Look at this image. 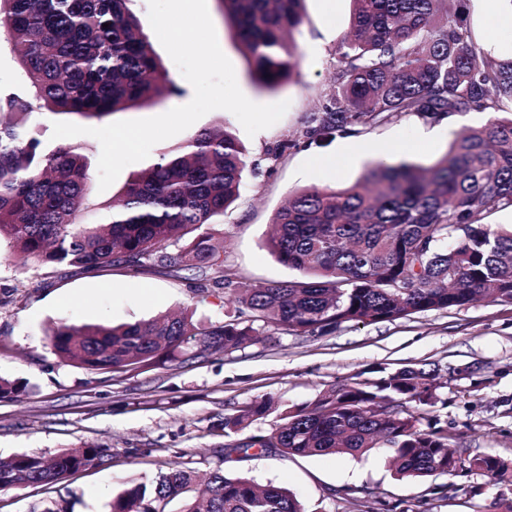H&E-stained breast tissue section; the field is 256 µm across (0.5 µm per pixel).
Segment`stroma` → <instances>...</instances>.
<instances>
[{
    "label": "stroma",
    "instance_id": "1",
    "mask_svg": "<svg viewBox=\"0 0 512 512\" xmlns=\"http://www.w3.org/2000/svg\"><path fill=\"white\" fill-rule=\"evenodd\" d=\"M207 7L242 92L260 104L290 103L280 121L252 136L225 110L211 111L196 123L200 129L226 126L245 149L240 196L209 229L224 247L226 267L241 280L267 286L297 275L264 246L289 194L313 185L348 186L370 164L365 158L333 173L315 168L312 158L340 156L351 138L302 135L325 101L336 68L335 49L349 29L351 3L305 0L296 35L299 71L272 94L258 92L251 83L248 61L231 36L221 0H207ZM450 9L474 29L483 49L512 54V33L489 30L488 0H453ZM0 88L22 96L32 93L3 29ZM452 120L450 132L430 143L420 142L419 136L433 129V122L413 115L378 126L358 141L370 147L407 143L410 151L394 155V162L429 164L447 152L456 133L481 126L487 117L469 112ZM185 139L180 133L157 143L148 159L125 167L108 190H99L98 176H91L79 222L101 221L114 192ZM285 140L291 148L272 156L271 148ZM184 310L213 319L228 312L223 290L199 300L194 281L176 266L139 273L121 267L64 273L0 247V376L27 386L21 400L0 399V460L24 453L49 459L86 444L112 451L107 464L80 470L52 490L0 491V512H45L52 502L69 512H109L113 496L129 478L152 479L173 461L190 462L202 476L220 466L261 485L286 487L306 512H354L350 493L361 489L390 503L421 499L427 512H473L477 507L498 512L501 498H512V486L494 483L481 471L455 478L447 498H436L431 489L442 484V477L397 479L384 447L361 456L284 457L253 450L228 461L221 429L225 414L257 398H272L278 408L297 407L343 383L370 384L398 368L424 367L436 370L442 385L430 414L447 426L456 456L512 459V304L479 301L395 322L351 323L323 336L268 328L253 345L229 355L207 354L190 363L117 374L61 363L48 340L50 328L61 322L118 325Z\"/></svg>",
    "mask_w": 512,
    "mask_h": 512
}]
</instances>
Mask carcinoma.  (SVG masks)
Masks as SVG:
<instances>
[{
	"mask_svg": "<svg viewBox=\"0 0 512 512\" xmlns=\"http://www.w3.org/2000/svg\"><path fill=\"white\" fill-rule=\"evenodd\" d=\"M130 0H4L0 26L10 33L33 96L0 92V241L14 254L82 269L119 266L138 273L176 260L201 273L200 300L224 289L236 315L222 321L164 316L116 327L61 323L49 341L67 365L125 372L184 364L203 346L224 355L252 345L275 327L323 335L344 324H376L418 312L462 308L483 299L512 303V227L491 223L512 212V57L479 47L471 28L448 11L450 0H351L349 32L336 48L332 88L303 136L359 135L406 114L439 121L453 113L489 115L462 132L429 165L374 161L364 177L340 188L290 194L273 218L265 247L300 276L254 288L224 268L203 227L239 195L247 162L230 131L198 130L127 182L105 220L76 221L86 201L90 164L73 145L49 146L28 124L41 106L102 119L155 106L182 93L156 55ZM233 40L261 90L273 92L301 65L294 33L304 0H221ZM198 235L181 247L185 231ZM215 269L220 278H209ZM431 370L401 368L374 385L342 384L308 405L285 409L269 431L248 433L273 410L268 398L224 415V456L257 448L281 456L363 454L383 442L401 478L459 477L481 470L512 483V461L493 454L467 461L449 450L439 422L419 428L440 401ZM26 385L0 377V398ZM112 459L87 444L51 461L20 454L0 462V489L47 490L69 474ZM306 512L288 489L260 487L214 468L196 487L188 461L151 481L131 478L111 512Z\"/></svg>",
	"mask_w": 512,
	"mask_h": 512,
	"instance_id": "1",
	"label": "carcinoma"
}]
</instances>
